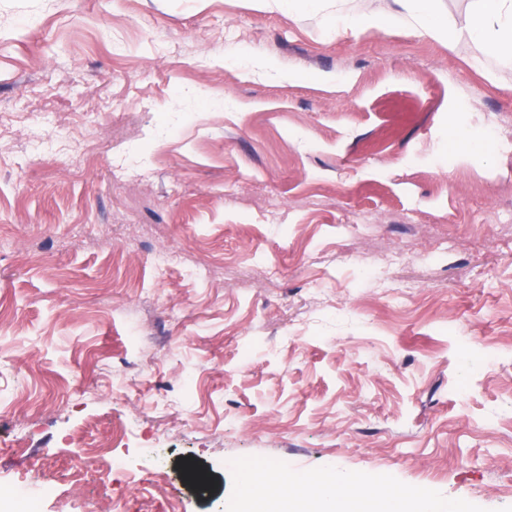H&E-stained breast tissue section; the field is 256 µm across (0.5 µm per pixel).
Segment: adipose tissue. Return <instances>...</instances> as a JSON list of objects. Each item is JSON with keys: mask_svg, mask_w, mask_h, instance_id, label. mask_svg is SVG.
Returning a JSON list of instances; mask_svg holds the SVG:
<instances>
[{"mask_svg": "<svg viewBox=\"0 0 512 512\" xmlns=\"http://www.w3.org/2000/svg\"><path fill=\"white\" fill-rule=\"evenodd\" d=\"M469 39L481 55L504 71L512 72V0H481L478 13L467 28ZM333 477L311 482L306 497L316 512H374L385 505L388 512H407L406 498L397 493L383 494L381 499H368L361 488H354L347 498H339Z\"/></svg>", "mask_w": 512, "mask_h": 512, "instance_id": "1", "label": "adipose tissue"}]
</instances>
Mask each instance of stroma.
<instances>
[{"label": "stroma", "mask_w": 512, "mask_h": 512, "mask_svg": "<svg viewBox=\"0 0 512 512\" xmlns=\"http://www.w3.org/2000/svg\"><path fill=\"white\" fill-rule=\"evenodd\" d=\"M429 5L445 35L406 0H0V512H169L159 471L238 512L242 454L512 512V77L478 0ZM144 328L179 356L141 375ZM418 2L416 9L408 23L416 28H420L425 34L430 36H438L442 34V28L436 21L435 17L429 11L427 0H410Z\"/></svg>", "instance_id": "35a3bbf8"}]
</instances>
